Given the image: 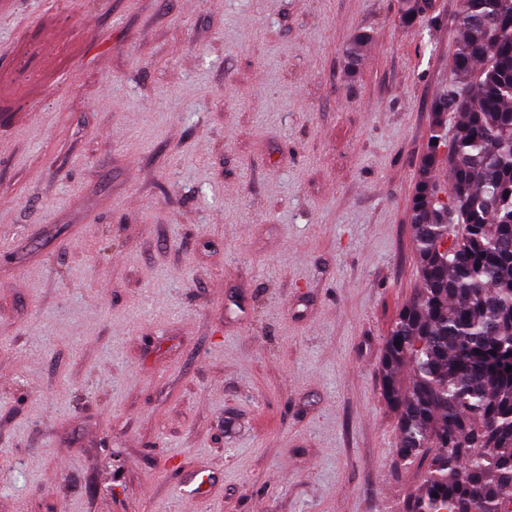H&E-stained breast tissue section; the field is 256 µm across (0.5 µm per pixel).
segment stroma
Masks as SVG:
<instances>
[{"instance_id": "stroma-1", "label": "stroma", "mask_w": 512, "mask_h": 512, "mask_svg": "<svg viewBox=\"0 0 512 512\" xmlns=\"http://www.w3.org/2000/svg\"><path fill=\"white\" fill-rule=\"evenodd\" d=\"M461 4L0 0V512H404Z\"/></svg>"}]
</instances>
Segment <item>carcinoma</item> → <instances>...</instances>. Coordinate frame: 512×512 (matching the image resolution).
<instances>
[{
    "label": "carcinoma",
    "instance_id": "carcinoma-1",
    "mask_svg": "<svg viewBox=\"0 0 512 512\" xmlns=\"http://www.w3.org/2000/svg\"><path fill=\"white\" fill-rule=\"evenodd\" d=\"M427 6L404 0L405 21ZM455 25V82L432 103L412 210L421 288L387 336L380 380L397 455L421 477L406 512H512V0H462Z\"/></svg>",
    "mask_w": 512,
    "mask_h": 512
}]
</instances>
